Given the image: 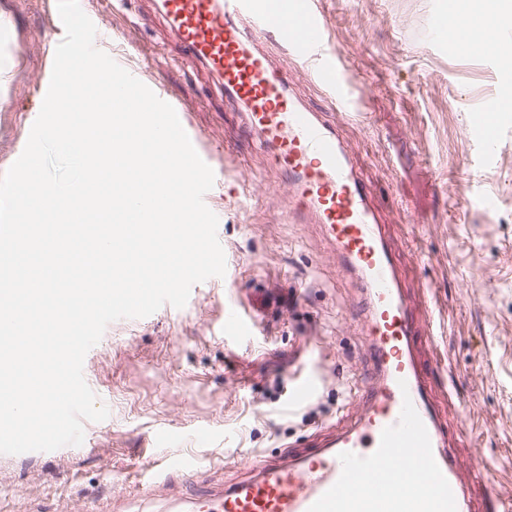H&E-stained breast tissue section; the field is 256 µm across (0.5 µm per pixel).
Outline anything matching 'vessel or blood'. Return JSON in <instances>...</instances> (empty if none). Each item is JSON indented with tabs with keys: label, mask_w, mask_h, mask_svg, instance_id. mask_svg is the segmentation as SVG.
Segmentation results:
<instances>
[{
	"label": "vessel or blood",
	"mask_w": 512,
	"mask_h": 512,
	"mask_svg": "<svg viewBox=\"0 0 512 512\" xmlns=\"http://www.w3.org/2000/svg\"><path fill=\"white\" fill-rule=\"evenodd\" d=\"M154 2L183 57L216 78L239 104L243 128L268 150L293 200L289 223L319 225L337 262L352 270L363 302L367 381L350 418L312 439L311 451L277 456L248 479L220 488L198 480L197 469L181 461L178 470L195 480L192 493L172 496L167 481L156 480L145 485L148 502L162 512H480L467 475L482 455L450 450L418 353L417 303L373 209L372 187L335 126L298 100L256 43L264 35L302 60L331 109L357 114L356 87L330 49L312 0H288L278 13L272 0ZM55 50V43L38 40L23 47L44 57L37 98L47 92ZM171 105L199 156L212 163L216 151L192 131L184 102ZM255 326L232 310L224 316L225 331L241 339ZM318 388L311 376L295 381L291 404L310 401Z\"/></svg>",
	"instance_id": "1"
}]
</instances>
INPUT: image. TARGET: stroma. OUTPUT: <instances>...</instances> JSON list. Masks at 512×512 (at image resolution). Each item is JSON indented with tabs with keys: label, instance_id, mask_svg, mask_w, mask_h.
<instances>
[{
	"label": "stroma",
	"instance_id": "stroma-1",
	"mask_svg": "<svg viewBox=\"0 0 512 512\" xmlns=\"http://www.w3.org/2000/svg\"><path fill=\"white\" fill-rule=\"evenodd\" d=\"M331 44L364 92L361 115L340 138L386 224L411 295L444 326L422 345L433 399L452 446L483 451L470 491L482 512L512 500V108L485 155L475 135L485 103L512 101L502 49L483 55L435 39L448 0H313ZM97 46L154 92L183 99L196 128L239 174L215 184L206 206L219 220L226 273L195 284L184 308L112 322L87 353L83 374L101 422L84 424L79 448L0 458V512H142L141 484L155 455L190 457L209 486L249 465L297 451L322 422L347 415L364 358L355 288L314 224L288 221L279 172L260 152L202 68L188 64L153 0H112ZM54 31L40 0H0V175L31 130L24 115L41 72L27 39ZM280 71L310 107L325 92L292 56ZM304 289L303 312L292 301ZM259 313L264 329L226 340L224 311ZM318 370L314 398L288 407L286 377Z\"/></svg>",
	"mask_w": 512,
	"mask_h": 512
}]
</instances>
